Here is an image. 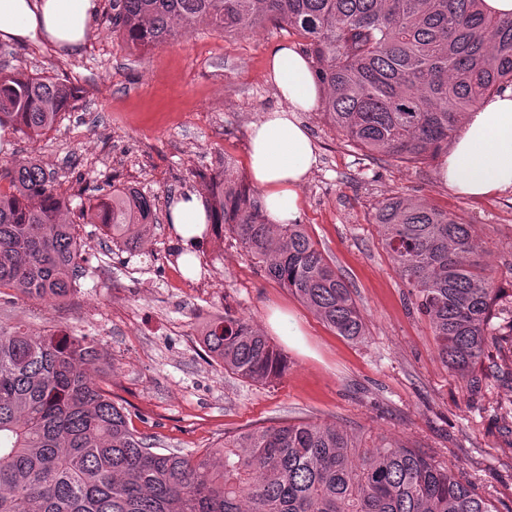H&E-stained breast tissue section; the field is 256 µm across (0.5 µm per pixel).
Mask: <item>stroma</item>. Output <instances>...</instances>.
Instances as JSON below:
<instances>
[{"mask_svg":"<svg viewBox=\"0 0 512 512\" xmlns=\"http://www.w3.org/2000/svg\"><path fill=\"white\" fill-rule=\"evenodd\" d=\"M295 32L266 23L253 33L201 26L147 51L112 30L101 0L94 34L77 55L0 41V67L66 79L82 91L46 134H11L0 165L37 161L58 191L132 186L155 196L144 247H115L99 225L82 224L85 272L64 304L0 292V326L95 339L116 371L112 397L157 447L189 453L226 436L289 420L344 429L362 444H415L459 471L498 512H512V192L473 200L437 177V163L394 164L356 149L322 109L300 113L318 162L300 190L301 223L348 284L369 329L367 342L338 336L289 291L267 279L233 238L207 236L199 271L182 274L166 206L204 192V180L249 178L248 131L283 102L267 69ZM424 199L472 225L500 290L486 353L471 388L438 358L428 320L397 276L374 222L391 193ZM291 315L305 350H284L288 372L270 384L226 373L205 352L202 321L232 310L267 328L273 309Z\"/></svg>","mask_w":512,"mask_h":512,"instance_id":"35a3bbf8","label":"stroma"}]
</instances>
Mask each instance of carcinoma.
<instances>
[{
	"mask_svg": "<svg viewBox=\"0 0 512 512\" xmlns=\"http://www.w3.org/2000/svg\"><path fill=\"white\" fill-rule=\"evenodd\" d=\"M273 21L305 40L323 112L359 150L423 164L466 113L512 89V17L481 0H112V31L147 50L205 24L254 32ZM81 90L67 80L0 68V126L24 137L52 129ZM0 290L62 303L84 262L72 199L37 162L0 167ZM211 231H228L265 275L338 335L364 343L352 292L304 224L267 223L259 196L224 174L207 186ZM112 243L141 247L157 223L130 187L81 208ZM375 224L412 288L445 366L478 386L477 365L498 288L471 225L391 194ZM201 343L224 370L268 384L287 357L251 319L206 322ZM95 340L0 328V512H497L455 471L413 445L362 448L341 428L280 423L224 437L194 454L163 452L130 428L103 375Z\"/></svg>",
	"mask_w": 512,
	"mask_h": 512,
	"instance_id": "obj_1",
	"label": "carcinoma"
}]
</instances>
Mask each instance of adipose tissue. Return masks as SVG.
<instances>
[{"label":"adipose tissue","mask_w":512,"mask_h":512,"mask_svg":"<svg viewBox=\"0 0 512 512\" xmlns=\"http://www.w3.org/2000/svg\"><path fill=\"white\" fill-rule=\"evenodd\" d=\"M99 10L100 0H0V40L46 43L77 54L92 36ZM269 73L284 106L252 124L249 171L262 193L266 220L294 224L300 217L299 191L318 161L299 115L317 107L323 90L307 59L285 44L272 49ZM437 175L464 197L512 191V90L465 114ZM167 217L182 250V268L193 272L211 222L210 207L201 194L187 190L170 201Z\"/></svg>","instance_id":"1"}]
</instances>
